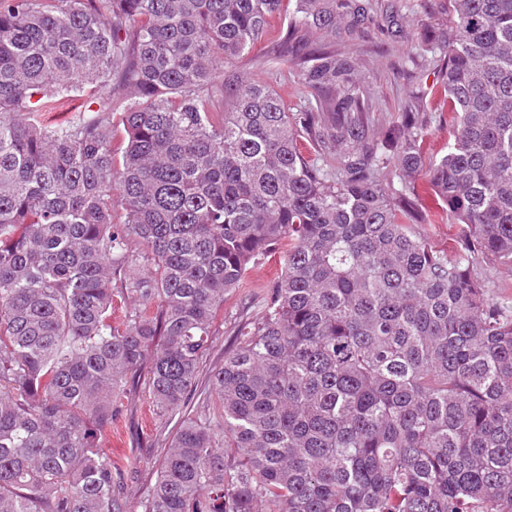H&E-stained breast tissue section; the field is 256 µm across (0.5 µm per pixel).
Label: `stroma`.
Listing matches in <instances>:
<instances>
[{"label": "stroma", "mask_w": 512, "mask_h": 512, "mask_svg": "<svg viewBox=\"0 0 512 512\" xmlns=\"http://www.w3.org/2000/svg\"><path fill=\"white\" fill-rule=\"evenodd\" d=\"M400 4L401 0H373V8L360 30L342 27L333 34L309 30L304 37L309 44L351 58L358 81L370 98V117L381 128H388L412 91H420L425 116L422 148L426 161L433 162L448 152L452 114L443 90V62L439 54L429 51L427 36L446 27L448 0H424L422 8L412 12L402 10ZM295 8V0H283L280 13L270 18L268 32L253 48L221 66V105H229L238 80L260 78L281 95L288 111L316 108L321 92L302 84L297 67L281 51L279 38L286 33ZM280 268L281 261L276 256L258 261L248 270L245 287L225 295L224 313L218 318L212 346L203 359L204 372L198 379L190 410H197L209 395L208 372L222 364L225 352L233 348L239 324L260 315L265 290ZM124 405L103 448L114 462L137 460V467L124 475L127 493L136 504L155 483L164 445L175 433L179 418L153 414L143 376L128 393Z\"/></svg>", "instance_id": "stroma-1"}]
</instances>
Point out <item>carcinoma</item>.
<instances>
[{
    "label": "carcinoma",
    "mask_w": 512,
    "mask_h": 512,
    "mask_svg": "<svg viewBox=\"0 0 512 512\" xmlns=\"http://www.w3.org/2000/svg\"><path fill=\"white\" fill-rule=\"evenodd\" d=\"M281 2L0 0V512H133L102 448L127 390L145 368L156 413L183 412L224 295L278 253L141 512H512V307L475 268L512 266V0H448L431 39L448 154L424 166L418 93L391 129L402 177L462 224L446 250L380 182L344 55L302 57L315 112L257 81L214 106ZM371 9L296 0L291 34ZM315 124L333 166L300 149Z\"/></svg>",
    "instance_id": "cac0c4a2"
}]
</instances>
